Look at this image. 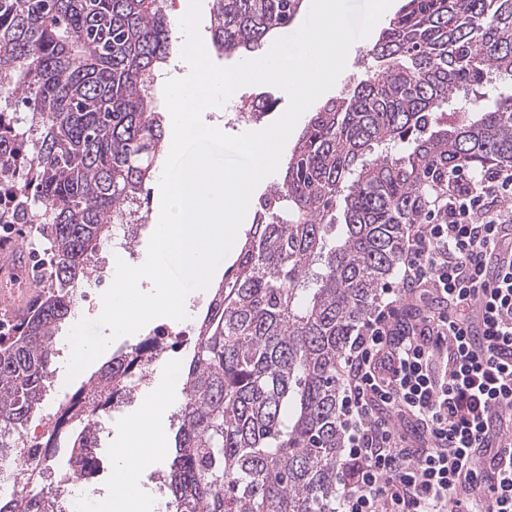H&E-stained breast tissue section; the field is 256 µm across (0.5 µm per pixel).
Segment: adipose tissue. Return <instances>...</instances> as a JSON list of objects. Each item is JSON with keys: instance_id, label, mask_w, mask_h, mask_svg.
<instances>
[{"instance_id": "1", "label": "adipose tissue", "mask_w": 512, "mask_h": 512, "mask_svg": "<svg viewBox=\"0 0 512 512\" xmlns=\"http://www.w3.org/2000/svg\"><path fill=\"white\" fill-rule=\"evenodd\" d=\"M177 402V394L165 382L147 389L141 411L117 437L112 491L95 499L94 512H160V499L140 485L139 473L166 451L163 419Z\"/></svg>"}]
</instances>
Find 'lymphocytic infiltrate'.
<instances>
[{
  "instance_id": "f902f5d3",
  "label": "lymphocytic infiltrate",
  "mask_w": 512,
  "mask_h": 512,
  "mask_svg": "<svg viewBox=\"0 0 512 512\" xmlns=\"http://www.w3.org/2000/svg\"><path fill=\"white\" fill-rule=\"evenodd\" d=\"M346 365L336 512H512V167L412 225Z\"/></svg>"
}]
</instances>
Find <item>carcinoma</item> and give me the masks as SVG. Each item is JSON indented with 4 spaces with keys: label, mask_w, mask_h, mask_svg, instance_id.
<instances>
[{
    "label": "carcinoma",
    "mask_w": 512,
    "mask_h": 512,
    "mask_svg": "<svg viewBox=\"0 0 512 512\" xmlns=\"http://www.w3.org/2000/svg\"><path fill=\"white\" fill-rule=\"evenodd\" d=\"M304 0H213L219 55L287 31ZM167 0H0V225L48 243V281L0 324V456L51 391L57 333L112 226L142 198L166 115L150 77L170 59ZM363 76L318 107L238 258L211 293L183 367L169 466L173 512H336L338 366L379 286L460 188L512 163V92L443 108L512 81V0H402L365 51ZM26 112L27 127L17 111ZM96 445L74 434L70 469ZM0 512H56L0 494Z\"/></svg>",
    "instance_id": "1"
}]
</instances>
